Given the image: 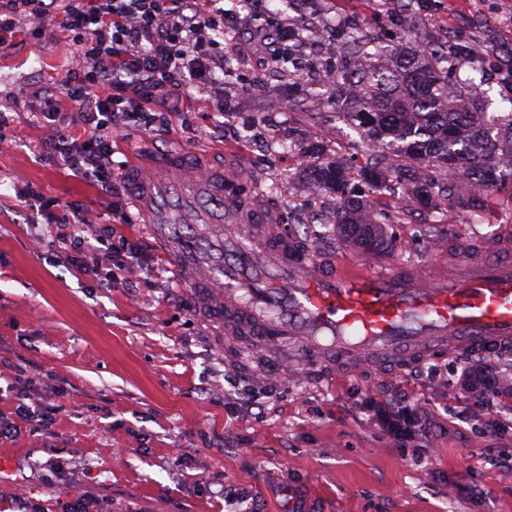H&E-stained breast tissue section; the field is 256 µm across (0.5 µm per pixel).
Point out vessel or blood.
<instances>
[{
  "label": "vessel or blood",
  "instance_id": "vessel-or-blood-1",
  "mask_svg": "<svg viewBox=\"0 0 512 512\" xmlns=\"http://www.w3.org/2000/svg\"><path fill=\"white\" fill-rule=\"evenodd\" d=\"M242 180L206 175L177 152L158 164L133 160L125 174L129 202L154 226L176 278L220 299L225 336L297 345L313 356L321 381L342 362L512 341V262L477 260L447 279L298 253L260 190L238 196ZM184 223L224 225L222 259L183 250Z\"/></svg>",
  "mask_w": 512,
  "mask_h": 512
}]
</instances>
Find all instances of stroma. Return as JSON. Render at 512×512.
<instances>
[{
	"instance_id": "35a3bbf8",
	"label": "stroma",
	"mask_w": 512,
	"mask_h": 512,
	"mask_svg": "<svg viewBox=\"0 0 512 512\" xmlns=\"http://www.w3.org/2000/svg\"><path fill=\"white\" fill-rule=\"evenodd\" d=\"M310 18L359 21L386 45L415 32L449 50L460 38L494 48L491 58L458 61L462 80L512 67V0H433L418 11L414 31L400 0H315L302 13L270 0L261 25L301 27ZM73 49L58 27L0 54V113L9 118L0 128V387L25 388L32 407L53 413L48 430L24 424L16 440L0 442L12 469L0 482V512H12L18 494L40 512H65L74 496L88 498L93 512H225V483L260 512H512V470L492 463L512 448V398L478 399L464 385L478 368L511 374L512 351L419 361L396 353L355 371L338 365L335 383L322 387L308 375L284 380L280 358L265 356L261 341L237 352L223 322L203 319L190 287L174 281L145 224L123 222L133 212L127 197H105L39 156L52 131L32 115L28 93L58 83ZM261 63L253 54L242 64L245 77L224 83L239 114L256 122L279 115L298 150L365 157L358 133L329 104V89H295L281 70L250 85L247 74ZM220 119L205 93L191 90L168 133L116 136L113 159L180 152L209 170L235 163L248 146L213 138L208 128ZM26 188L47 204L33 220L20 195ZM66 203L83 208L87 233L108 224L125 239L112 262L132 265L137 288L111 287L104 276L59 266L54 247L36 248L35 234L55 237ZM390 211L388 250L362 254L332 221L301 236L322 240L341 264L364 258L431 277L451 273L458 249L488 236L512 239L507 203L478 224L462 211L419 207L413 224L403 223L398 206ZM399 387L437 420L432 436L402 442L367 410L369 399L385 401ZM254 397L267 398L264 417ZM49 460L64 466L66 485L46 480Z\"/></svg>"
}]
</instances>
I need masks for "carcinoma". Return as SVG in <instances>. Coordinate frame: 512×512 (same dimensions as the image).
Masks as SVG:
<instances>
[{"mask_svg":"<svg viewBox=\"0 0 512 512\" xmlns=\"http://www.w3.org/2000/svg\"><path fill=\"white\" fill-rule=\"evenodd\" d=\"M302 42L299 35L290 42L281 67L304 64L297 54ZM469 51L463 45L439 52L412 38L389 51L360 43L354 64L334 74L336 107L369 146L389 156L382 167L355 172L327 158L311 164L314 188L336 193V224L352 245H391L385 215L356 194L355 180L445 212L466 201L477 216L497 189H512V159H500L505 145L512 155V111L491 115L477 84L448 79L457 57Z\"/></svg>","mask_w":512,"mask_h":512,"instance_id":"carcinoma-1","label":"carcinoma"}]
</instances>
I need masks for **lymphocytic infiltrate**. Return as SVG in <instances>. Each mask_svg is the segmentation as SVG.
<instances>
[{
    "instance_id": "lymphocytic-infiltrate-1",
    "label": "lymphocytic infiltrate",
    "mask_w": 512,
    "mask_h": 512,
    "mask_svg": "<svg viewBox=\"0 0 512 512\" xmlns=\"http://www.w3.org/2000/svg\"><path fill=\"white\" fill-rule=\"evenodd\" d=\"M62 12L74 34L72 65L60 94L44 95L37 111L59 129L42 143L43 153L60 156L74 176L105 192L115 190L123 170L112 163L113 134L165 128L189 87L213 90L211 111H233L220 90L224 57L218 47L223 37L236 42L237 13L224 9L221 0H64ZM47 13L46 0H0V36L25 18L34 21L35 36H44ZM61 94L75 112H58ZM83 222L82 210L70 206L63 218L68 245L57 255L82 273L99 265L95 246L81 234ZM410 402L401 392L368 407L399 440L432 434L435 421L410 410Z\"/></svg>"
}]
</instances>
